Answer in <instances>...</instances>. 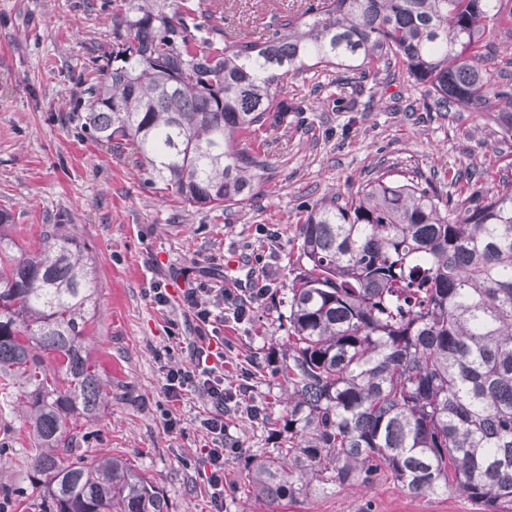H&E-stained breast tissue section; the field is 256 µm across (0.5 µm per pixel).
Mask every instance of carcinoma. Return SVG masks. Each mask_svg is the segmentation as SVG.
<instances>
[{
	"label": "carcinoma",
	"mask_w": 512,
	"mask_h": 512,
	"mask_svg": "<svg viewBox=\"0 0 512 512\" xmlns=\"http://www.w3.org/2000/svg\"><path fill=\"white\" fill-rule=\"evenodd\" d=\"M503 0H317L271 34L224 41L216 0H112V40L81 63L77 121L183 204L229 210L270 170L248 143L288 125L284 80L317 66L377 80L390 66L434 112L512 106L479 51ZM0 211V396L21 385L31 512H168L127 461L87 456L104 381L87 328L99 285L86 243L43 224L26 251ZM273 375L275 448L229 485L266 512L390 479L413 496L512 503V192L443 193L381 173L308 208Z\"/></svg>",
	"instance_id": "obj_1"
}]
</instances>
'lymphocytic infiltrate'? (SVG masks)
I'll use <instances>...</instances> for the list:
<instances>
[{
    "label": "lymphocytic infiltrate",
    "mask_w": 512,
    "mask_h": 512,
    "mask_svg": "<svg viewBox=\"0 0 512 512\" xmlns=\"http://www.w3.org/2000/svg\"><path fill=\"white\" fill-rule=\"evenodd\" d=\"M211 275V270H202L199 282L181 292L189 314V359L180 365H167L163 389L171 400L196 394L208 404L197 427L205 437L203 453L210 468L211 506L213 512H224V462L236 451L227 436L224 417L242 410L249 380L243 377L234 384L225 382L223 362L212 359L213 346L223 342L226 322L241 324L248 320L253 305L264 297L272 282L270 274H263L261 281L252 282L248 293L242 295L229 288L209 287Z\"/></svg>",
    "instance_id": "obj_1"
}]
</instances>
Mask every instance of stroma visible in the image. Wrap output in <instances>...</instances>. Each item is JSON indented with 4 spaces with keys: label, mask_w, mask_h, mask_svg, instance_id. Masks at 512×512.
<instances>
[{
    "label": "stroma",
    "mask_w": 512,
    "mask_h": 512,
    "mask_svg": "<svg viewBox=\"0 0 512 512\" xmlns=\"http://www.w3.org/2000/svg\"><path fill=\"white\" fill-rule=\"evenodd\" d=\"M101 0H0V210L28 226L24 245L37 248V231L54 216L74 225L92 249L102 289L92 324L89 352L112 386L106 406L92 422L89 456L109 452L163 493L169 512H210L203 436L197 417L207 408L200 396L167 402L158 353L174 362L188 359L187 343L168 338V321L182 320V288L202 268L216 266L214 285L233 287L235 278L260 273L266 257L263 229L276 233L275 284L256 304L250 320L224 326L234 351L224 377L251 373L246 402L271 405L282 395L268 372L273 341L286 335L283 290L298 253L297 228L316 200L357 188L381 167L395 178L421 173L436 187L451 175L486 172L497 188H512V140L492 112L429 111L421 87L398 78L364 82L350 94L349 109L336 106L333 67L318 66L287 84L304 111L288 115L287 127L253 135L271 168L246 203L228 211L191 208L172 192L145 182L127 158L108 154L70 121L82 87L72 68L89 47L107 46L111 23ZM166 283L170 304L160 308L148 290ZM170 410L176 429L162 417ZM240 449L224 466V481L239 477L244 456L273 447L268 432L240 414L224 419ZM13 449L0 460V487L13 489L5 512H29L27 456L31 442L14 404H0V428ZM481 512L464 497H415L389 481L371 488L345 486L308 499L288 512Z\"/></svg>",
    "instance_id": "obj_1"
}]
</instances>
